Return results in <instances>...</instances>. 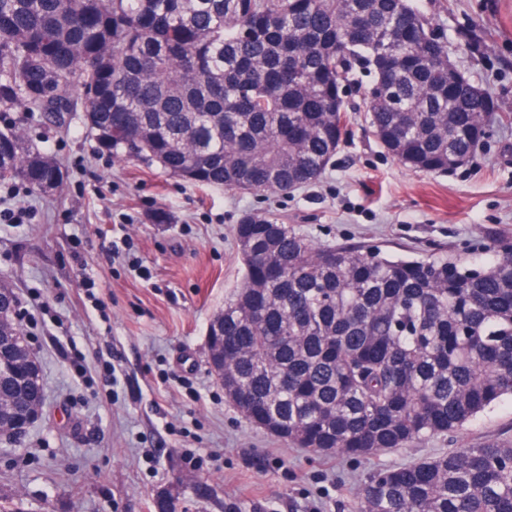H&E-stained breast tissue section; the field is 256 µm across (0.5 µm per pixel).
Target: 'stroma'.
<instances>
[{"label": "stroma", "instance_id": "1", "mask_svg": "<svg viewBox=\"0 0 512 512\" xmlns=\"http://www.w3.org/2000/svg\"><path fill=\"white\" fill-rule=\"evenodd\" d=\"M492 97L472 164L411 170L369 134L360 96L326 172L290 194L241 193L101 152L81 115L28 138L67 173L62 192L0 184V280L18 295L47 400L20 442L0 443V498L20 512H354L379 465L512 443V399L445 436L371 458L318 455L267 433L224 397L207 328L242 276L235 229L274 216L314 244L478 256L512 238V0H413ZM165 222H157V215Z\"/></svg>", "mask_w": 512, "mask_h": 512}]
</instances>
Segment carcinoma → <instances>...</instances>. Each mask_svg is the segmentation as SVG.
Instances as JSON below:
<instances>
[{"mask_svg": "<svg viewBox=\"0 0 512 512\" xmlns=\"http://www.w3.org/2000/svg\"><path fill=\"white\" fill-rule=\"evenodd\" d=\"M411 0H0V106L100 149L242 192L317 180L349 123L336 88L373 86L365 122L406 167L469 163L491 99L427 42ZM23 122L0 129V183L61 192ZM244 274L211 320L224 395L250 423L315 453L367 458L455 433L512 398V238L481 261L317 246L274 217L236 229ZM0 314L17 295L0 285ZM13 415L45 399L0 365ZM358 512H512V445L488 442L374 470Z\"/></svg>", "mask_w": 512, "mask_h": 512, "instance_id": "1", "label": "carcinoma"}]
</instances>
